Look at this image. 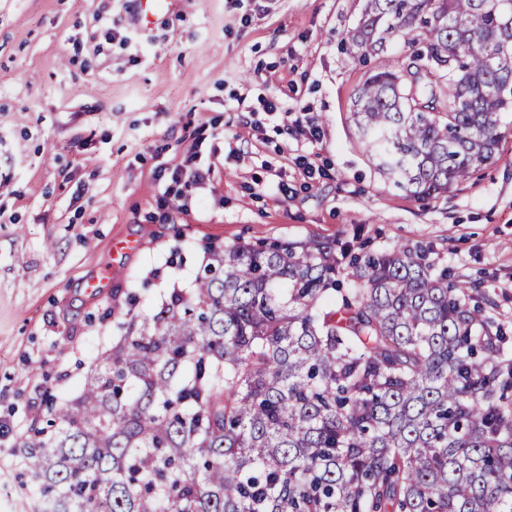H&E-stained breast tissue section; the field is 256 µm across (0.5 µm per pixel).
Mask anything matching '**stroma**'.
Listing matches in <instances>:
<instances>
[{"label":"stroma","instance_id":"35a3bbf8","mask_svg":"<svg viewBox=\"0 0 512 512\" xmlns=\"http://www.w3.org/2000/svg\"><path fill=\"white\" fill-rule=\"evenodd\" d=\"M364 0H0V512H39L15 444L74 397L139 314L192 285L204 246L316 238L355 253L423 245L475 283L512 337V112L495 158L421 201L380 173L352 102L381 57L351 56ZM305 106L318 139L261 97ZM194 154L208 178L168 196ZM310 169H303L299 156ZM139 248L113 260V242ZM108 294L85 283L106 265Z\"/></svg>","mask_w":512,"mask_h":512}]
</instances>
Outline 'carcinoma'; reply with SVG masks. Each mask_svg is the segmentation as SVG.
I'll return each mask as SVG.
<instances>
[{
  "label": "carcinoma",
  "instance_id": "carcinoma-1",
  "mask_svg": "<svg viewBox=\"0 0 512 512\" xmlns=\"http://www.w3.org/2000/svg\"><path fill=\"white\" fill-rule=\"evenodd\" d=\"M393 39L415 50L352 119L386 178L437 198L495 156L512 9L365 0L352 47ZM347 251L208 248L21 438L35 493L53 512H512L508 338L424 250L356 257L345 288Z\"/></svg>",
  "mask_w": 512,
  "mask_h": 512
}]
</instances>
